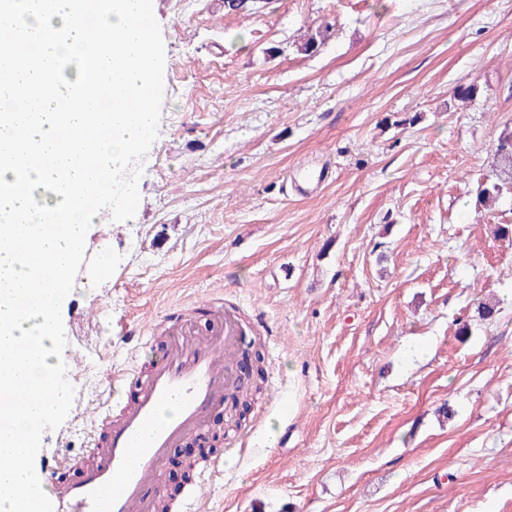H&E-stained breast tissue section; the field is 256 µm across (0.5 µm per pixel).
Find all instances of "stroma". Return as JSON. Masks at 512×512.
<instances>
[{
	"instance_id": "stroma-1",
	"label": "stroma",
	"mask_w": 512,
	"mask_h": 512,
	"mask_svg": "<svg viewBox=\"0 0 512 512\" xmlns=\"http://www.w3.org/2000/svg\"><path fill=\"white\" fill-rule=\"evenodd\" d=\"M156 20L137 219L87 233L61 306L85 367L41 455L76 478L100 368H142L170 309L203 329L219 306L267 374L236 428L227 403L185 443L223 459L201 512H512V192L477 200L512 122V0H161Z\"/></svg>"
}]
</instances>
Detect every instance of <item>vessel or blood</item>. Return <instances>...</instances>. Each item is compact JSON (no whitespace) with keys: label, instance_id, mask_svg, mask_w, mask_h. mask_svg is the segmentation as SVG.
Listing matches in <instances>:
<instances>
[{"label":"vessel or blood","instance_id":"vessel-or-blood-1","mask_svg":"<svg viewBox=\"0 0 512 512\" xmlns=\"http://www.w3.org/2000/svg\"><path fill=\"white\" fill-rule=\"evenodd\" d=\"M211 316L212 327L199 334L181 315H166L167 340L146 371L105 365L108 388L128 387L132 394L119 415L97 413L96 462L79 480L61 478L68 459L44 461L41 484L54 512H154L170 449L199 435L209 414L241 384L240 322L221 308Z\"/></svg>","mask_w":512,"mask_h":512}]
</instances>
